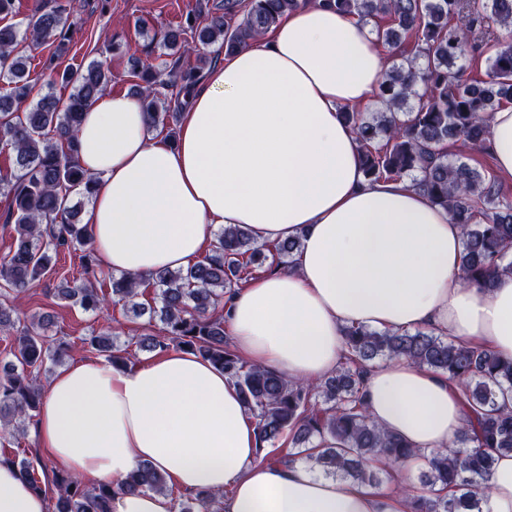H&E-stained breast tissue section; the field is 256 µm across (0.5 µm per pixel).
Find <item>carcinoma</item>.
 Listing matches in <instances>:
<instances>
[{"label":"carcinoma","instance_id":"carcinoma-1","mask_svg":"<svg viewBox=\"0 0 512 512\" xmlns=\"http://www.w3.org/2000/svg\"><path fill=\"white\" fill-rule=\"evenodd\" d=\"M17 0H0V151L12 154L16 173H0V190L11 198L3 224L12 226L15 246L0 257V280L13 298L26 295L52 270L51 254L80 252V266L96 274V255L87 225L80 219L81 200L89 197L94 179L77 163V132L85 109L107 91L112 71L92 61L75 71L51 75L49 90L23 112L43 75L31 69V57L17 46L22 40L50 44L67 25V6L36 7L25 27L6 22ZM303 0H224L213 11L187 14L185 22L161 34L170 61L162 67L133 61L140 97L150 126L161 118L179 119L185 105L177 95L198 82L209 57L191 47L231 54L252 45L277 25L285 12ZM336 10L363 22H377L378 42L390 62L378 93L380 108L365 114L342 110L363 147L362 165L370 182L412 177V186L429 202L445 209L461 226L464 243L462 278L481 290L493 287L496 274L512 272V195L491 176L486 178L459 158L448 144L465 149L487 147L492 114L512 103V0H327ZM502 33L493 37L486 78H472L464 64L485 47L488 21ZM72 86L65 100L50 87ZM299 240L259 244L240 225L217 234L208 253L185 268L162 269L146 277L124 273L108 276L109 290L91 281H62L55 293L85 311L111 302L142 315L141 287L154 288L161 332L139 338L140 349L165 352L172 347L210 361L234 380L247 411L254 416L260 445H288L306 452L304 460L328 477L351 479L381 488L387 467L414 458L424 461L419 485H407L413 512H486L495 454L512 452V408L500 397L512 391V358L479 347L461 345L447 336L418 328L392 333L366 325L344 327V354L334 372L315 383L294 381L249 364L231 348L225 332L224 304L256 265H286ZM48 323L35 315L16 330L11 359L0 365V439L16 442L43 396L40 374L47 362L58 364L69 353L64 342L51 347ZM89 345L105 360L123 367L135 354L120 348L112 332H102ZM407 359L448 376L459 388L465 424L448 449L428 454L410 447L369 417L363 402L367 371L377 360ZM381 457L386 468L373 470L367 460ZM0 460L13 464L36 492L48 465L24 448ZM53 512H110L119 491H171L167 477L141 464L118 485H87L66 470L53 471ZM221 495L197 490L178 496V512H219Z\"/></svg>","mask_w":512,"mask_h":512}]
</instances>
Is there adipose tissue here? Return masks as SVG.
<instances>
[{"label": "adipose tissue", "instance_id": "obj_1", "mask_svg": "<svg viewBox=\"0 0 512 512\" xmlns=\"http://www.w3.org/2000/svg\"><path fill=\"white\" fill-rule=\"evenodd\" d=\"M387 63L374 30L308 0L252 46L222 56L182 109L176 139L152 131L139 97L104 92L85 111L77 160L94 178L85 222L101 270L146 276L191 264L219 228L257 242L299 238L288 269L251 278L224 317L244 361L295 380L331 374L343 329L427 327L512 358V275L464 283L463 235L407 181L368 182L340 115L373 102ZM489 147L512 178V106L494 112ZM371 419L413 448L451 445L465 412L447 377L410 361L371 367ZM37 435L87 482L117 483L141 463L185 491L223 493L222 512H410L404 474L388 489L270 464L227 375L181 350L116 368L75 361L50 382ZM489 512H512V453L497 454ZM0 463V512H47Z\"/></svg>", "mask_w": 512, "mask_h": 512}]
</instances>
